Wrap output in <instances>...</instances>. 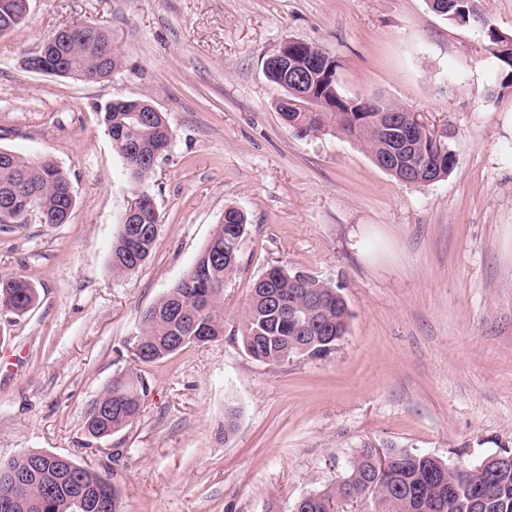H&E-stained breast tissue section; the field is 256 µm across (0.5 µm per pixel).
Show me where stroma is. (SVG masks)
Returning a JSON list of instances; mask_svg holds the SVG:
<instances>
[{
	"instance_id": "obj_1",
	"label": "stroma",
	"mask_w": 512,
	"mask_h": 512,
	"mask_svg": "<svg viewBox=\"0 0 512 512\" xmlns=\"http://www.w3.org/2000/svg\"><path fill=\"white\" fill-rule=\"evenodd\" d=\"M478 9L461 25L426 0H28L0 36V148L51 157L75 206L63 224L0 230V273L39 292L25 315L0 314V462L69 457L110 475L124 512H289L369 445L470 466L512 452V86L485 36L512 38V0ZM80 25L111 36L110 77L26 68ZM289 40L337 56L345 96L416 112L455 153L453 172L404 184L334 128L289 127L265 74ZM140 98L173 139L144 185L154 250L117 275L110 251L136 187L102 114ZM229 207L247 230L223 336L137 366L143 313ZM276 263L343 285L348 332L327 356L266 364L244 350L252 285ZM133 369L147 385L139 417L91 438V405Z\"/></svg>"
}]
</instances>
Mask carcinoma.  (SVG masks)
<instances>
[{"instance_id": "cac0c4a2", "label": "carcinoma", "mask_w": 512, "mask_h": 512, "mask_svg": "<svg viewBox=\"0 0 512 512\" xmlns=\"http://www.w3.org/2000/svg\"><path fill=\"white\" fill-rule=\"evenodd\" d=\"M478 0H449L447 19L475 22L480 19ZM488 49L501 62L504 79H512V49L502 48L498 32L489 28L485 32ZM101 38L75 30L68 42L60 48L76 56L80 70L91 73L98 68V43ZM344 104L337 99L328 102L322 112H284L283 119L290 127L302 131L320 130L331 125L342 134L361 141L370 155L382 157L388 140L377 125L376 112H345ZM111 111L103 113V123L112 131L114 151L124 160L130 179L141 186L154 173L155 163L129 153L138 145L149 146L156 141L161 118L154 116L150 123H140L127 112V104L117 99L109 104ZM419 147L411 158L414 166L423 170L435 169L433 177L444 178L454 167L448 166V157H440L429 151L426 139L416 137ZM71 183L67 174L48 156L34 163L30 156L13 153L0 160V224H19L20 198L35 195L41 200L44 223L56 224L64 208L74 203L70 195ZM247 225L244 213L235 207L224 211V223L218 225L204 250L197 256L187 276L198 283L196 288L185 287L179 281L168 289L156 304L163 313L155 315L146 311L139 335L134 340L140 346L164 359L176 353L179 327L198 319L206 323L207 334L213 338L224 335V316L218 307L224 291V282L234 276L240 267V249L226 250L230 228ZM144 226L150 230V238L144 241L143 256L151 255L159 232V213L147 214ZM129 246L117 236L112 244V271L128 273L126 262ZM12 285V307L8 313L22 316L30 311L38 299L37 289L20 276H0V288L4 280ZM343 285L320 280L304 270L287 269L273 265L265 270L253 284L251 300L245 315L242 344L247 353L258 348L266 364H279L294 356L317 358L325 356L338 345L348 332L351 317ZM286 306L305 308L301 317L303 326L277 323L269 316L270 295ZM146 384L138 372L117 373L102 395L104 410L99 415L89 412L85 429L89 436H110L138 418ZM390 462L386 469L377 468L376 449L363 448L353 461L343 480L320 493L310 495L299 508L291 512H326L325 504L337 499L368 498L374 512H512V464L491 462L485 468L486 480L477 485L461 474L448 472L443 463L431 456L407 449L388 450ZM38 458V453H25L5 464L0 471L9 469L24 472ZM66 466L51 458L44 463L41 476L29 480L27 487L17 489L0 480V496L18 493L30 499V507L24 512H79L73 502L81 492L89 497L112 499L110 512H122L120 495L111 477L84 466L78 468L76 484L66 483L57 494L45 496L44 485L62 481Z\"/></svg>"}]
</instances>
